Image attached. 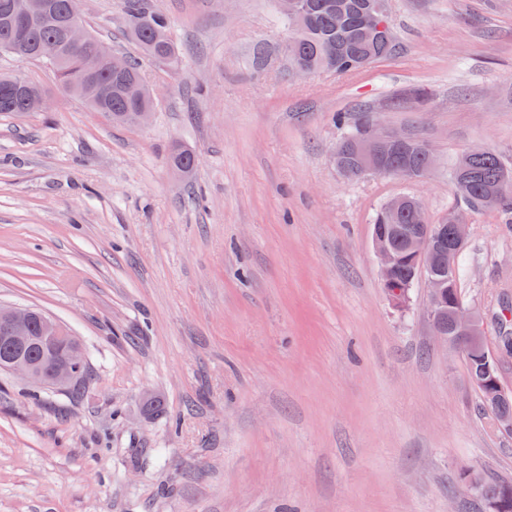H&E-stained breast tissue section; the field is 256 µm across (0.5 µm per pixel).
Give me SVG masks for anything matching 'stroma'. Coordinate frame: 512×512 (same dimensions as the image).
<instances>
[{
	"mask_svg": "<svg viewBox=\"0 0 512 512\" xmlns=\"http://www.w3.org/2000/svg\"><path fill=\"white\" fill-rule=\"evenodd\" d=\"M147 3L178 66L143 55L126 0L80 8L138 60L148 125L0 53L53 102L0 113V305L57 319L90 366L76 391L0 371V512H483L463 473L512 482V433L434 336L425 279L392 305L372 224L401 195L434 223L462 208L473 147L512 164V0H388L395 53L345 76L293 72L275 0ZM373 123L435 167L343 175L336 147ZM467 220L459 291L512 387V207Z\"/></svg>",
	"mask_w": 512,
	"mask_h": 512,
	"instance_id": "1",
	"label": "stroma"
}]
</instances>
